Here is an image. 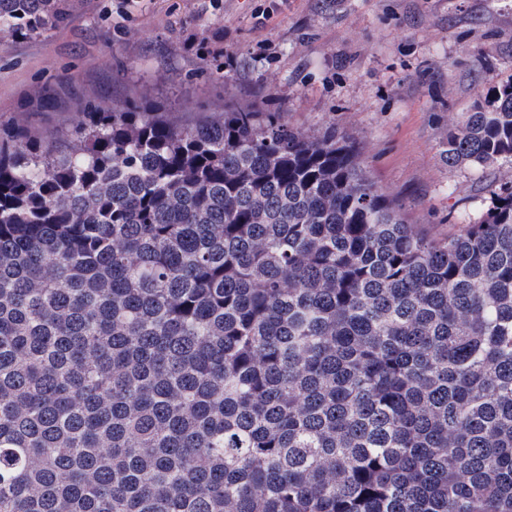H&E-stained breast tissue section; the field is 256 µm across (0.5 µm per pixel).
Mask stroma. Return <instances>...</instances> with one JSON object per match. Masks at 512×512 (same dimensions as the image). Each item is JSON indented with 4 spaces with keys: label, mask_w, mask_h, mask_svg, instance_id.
Returning a JSON list of instances; mask_svg holds the SVG:
<instances>
[{
    "label": "stroma",
    "mask_w": 512,
    "mask_h": 512,
    "mask_svg": "<svg viewBox=\"0 0 512 512\" xmlns=\"http://www.w3.org/2000/svg\"><path fill=\"white\" fill-rule=\"evenodd\" d=\"M66 23L0 33V120L61 132L149 92L183 124L242 106L355 144L409 223L482 219L508 164L451 168L448 115L512 76V0H73Z\"/></svg>",
    "instance_id": "1"
}]
</instances>
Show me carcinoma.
<instances>
[{"instance_id":"cac0c4a2","label":"carcinoma","mask_w":512,"mask_h":512,"mask_svg":"<svg viewBox=\"0 0 512 512\" xmlns=\"http://www.w3.org/2000/svg\"><path fill=\"white\" fill-rule=\"evenodd\" d=\"M69 9L0 0V32ZM442 155L512 163V79ZM0 512H512V180L431 237L277 112L13 118Z\"/></svg>"}]
</instances>
